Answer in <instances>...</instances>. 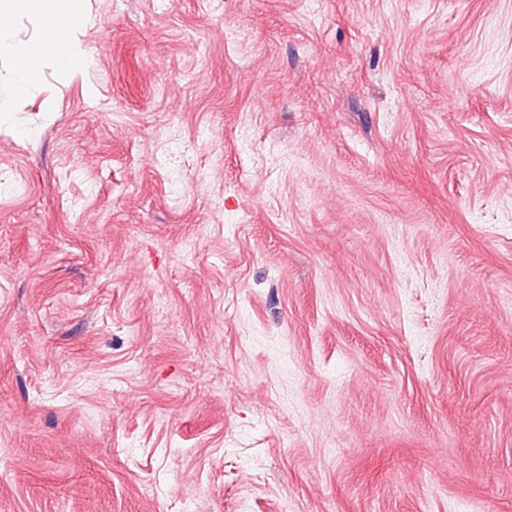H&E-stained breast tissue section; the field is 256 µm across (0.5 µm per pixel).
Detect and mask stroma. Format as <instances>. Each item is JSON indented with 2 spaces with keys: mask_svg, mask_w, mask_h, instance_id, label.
Segmentation results:
<instances>
[{
  "mask_svg": "<svg viewBox=\"0 0 512 512\" xmlns=\"http://www.w3.org/2000/svg\"><path fill=\"white\" fill-rule=\"evenodd\" d=\"M0 117V512H512V0H85Z\"/></svg>",
  "mask_w": 512,
  "mask_h": 512,
  "instance_id": "35a3bbf8",
  "label": "stroma"
}]
</instances>
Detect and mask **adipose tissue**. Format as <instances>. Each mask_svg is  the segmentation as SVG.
Segmentation results:
<instances>
[{
    "label": "adipose tissue",
    "mask_w": 512,
    "mask_h": 512,
    "mask_svg": "<svg viewBox=\"0 0 512 512\" xmlns=\"http://www.w3.org/2000/svg\"><path fill=\"white\" fill-rule=\"evenodd\" d=\"M83 9L84 0H0V49L13 57L15 97H22L40 81L45 63L65 72L84 67L77 29ZM19 13L34 14L39 24L38 36L25 43L15 42L10 28Z\"/></svg>",
    "instance_id": "obj_1"
}]
</instances>
